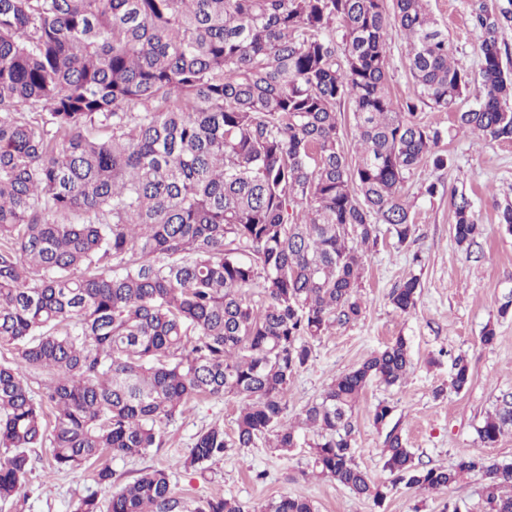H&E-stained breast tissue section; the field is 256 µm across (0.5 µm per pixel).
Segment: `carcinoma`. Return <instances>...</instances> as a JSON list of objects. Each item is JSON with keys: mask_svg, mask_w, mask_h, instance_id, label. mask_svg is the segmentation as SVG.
Masks as SVG:
<instances>
[{"mask_svg": "<svg viewBox=\"0 0 512 512\" xmlns=\"http://www.w3.org/2000/svg\"><path fill=\"white\" fill-rule=\"evenodd\" d=\"M508 24L511 8L472 13L481 87L455 123L484 141H512L498 41ZM391 30L412 77L402 101L389 87ZM471 83L429 0H392L390 13L384 0H0V349L12 352L0 359V500L21 497L32 448L50 445L57 471L96 462L109 486L103 457H145L162 424L233 395V435L212 424L180 466L304 445L320 475L382 502L387 486L356 462L351 417L370 384L405 381V338L334 378L300 426L288 422V385L315 340L361 318L379 225L400 244L413 236L414 170L450 163L418 107L451 111ZM453 207V237L469 246L481 234L471 200L456 194ZM419 288L407 277L394 309L413 310ZM452 366V386L466 388L467 360ZM34 370L49 375L38 392ZM511 429L506 394L478 437L492 447ZM382 457L393 487L455 488L476 472L489 512H512V467L479 455L429 467L394 431ZM107 508L184 512L165 469ZM194 512L315 507L216 497Z\"/></svg>", "mask_w": 512, "mask_h": 512, "instance_id": "cac0c4a2", "label": "carcinoma"}]
</instances>
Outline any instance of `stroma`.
Returning <instances> with one entry per match:
<instances>
[{
	"instance_id": "stroma-1",
	"label": "stroma",
	"mask_w": 512,
	"mask_h": 512,
	"mask_svg": "<svg viewBox=\"0 0 512 512\" xmlns=\"http://www.w3.org/2000/svg\"><path fill=\"white\" fill-rule=\"evenodd\" d=\"M475 0H430L439 23L447 29L454 56L478 76L480 54L470 23ZM424 122L445 132L440 145L452 164L437 171L420 166L405 188L416 224L414 236L398 243L388 225H380L375 247L365 254L360 293L365 310L347 326L333 329L314 343V360L288 387V414L298 416L339 374L359 364L392 339L404 337L414 371L399 386L371 384L352 418L350 438L358 464L375 482L389 483L381 448L390 431L401 433L416 458L430 466H454L466 455L479 454L502 466H512V432L491 448L483 447L478 430L495 409L498 397L512 393V315L499 306L512 292V231L498 220V211L512 202V143H488L455 132L449 112L423 107ZM438 192L428 196L429 183ZM469 196L482 234L468 247H458L452 234L451 198ZM417 275L421 294L415 310L402 314L390 294L405 278ZM494 327L497 341L483 346L485 327ZM464 356L471 382L464 390L451 386L452 361ZM392 413L375 424L378 404ZM240 401L234 396L206 399L163 429L162 447L140 459H115L114 486L136 479L142 472L165 468L172 485L192 512L199 501L233 497L258 506L283 495L311 499L316 512H487L485 481L465 475L460 488L421 492L397 486L381 503L351 493L338 483L312 473L309 448L280 454L265 446L227 451L224 457L194 470L178 466L195 436L215 422L233 433ZM33 473L25 489V512H71L82 497L93 494L107 501L113 488L99 486L93 467L74 471L51 468L49 448L31 453Z\"/></svg>"
}]
</instances>
